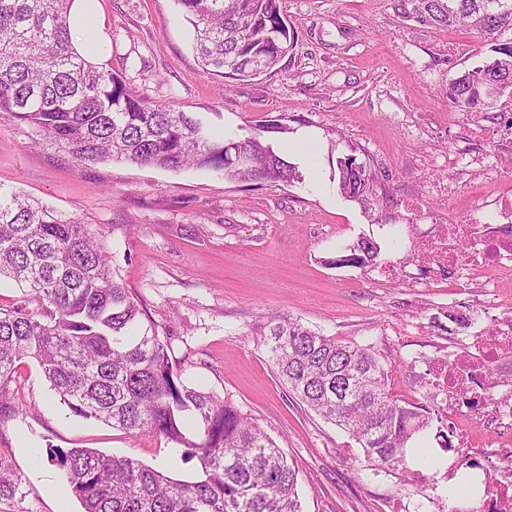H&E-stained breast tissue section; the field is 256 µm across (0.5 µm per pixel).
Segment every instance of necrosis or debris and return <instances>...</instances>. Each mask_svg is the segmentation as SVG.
<instances>
[{
	"instance_id": "obj_1",
	"label": "necrosis or debris",
	"mask_w": 512,
	"mask_h": 512,
	"mask_svg": "<svg viewBox=\"0 0 512 512\" xmlns=\"http://www.w3.org/2000/svg\"><path fill=\"white\" fill-rule=\"evenodd\" d=\"M407 256L372 268L379 281H405L429 287L434 278L454 273L457 288H482L476 317H489L490 329H478L453 358L429 363L428 395L448 418L454 457L447 479L462 478L470 496L449 500L429 495L434 512H512V372L491 379L512 351V316L495 314L497 274L512 267V191L477 206L449 211L446 219L408 227Z\"/></svg>"
}]
</instances>
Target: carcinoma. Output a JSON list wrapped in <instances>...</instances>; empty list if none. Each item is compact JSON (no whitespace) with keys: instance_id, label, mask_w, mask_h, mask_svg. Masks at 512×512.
Wrapping results in <instances>:
<instances>
[{"instance_id":"carcinoma-1","label":"carcinoma","mask_w":512,"mask_h":512,"mask_svg":"<svg viewBox=\"0 0 512 512\" xmlns=\"http://www.w3.org/2000/svg\"><path fill=\"white\" fill-rule=\"evenodd\" d=\"M73 0H0V112L37 127L81 163L128 161L168 170L206 168L238 182L302 181L298 168L263 139L216 137L200 118L151 104L124 76L80 54L70 39ZM194 28L203 72L228 86L276 69L294 42L280 0H177ZM402 16L465 27L491 39L495 58L448 84V104L478 112L512 98V0H394ZM338 189L367 204L378 175L337 160ZM342 259L365 265L377 247L360 239ZM25 285L38 309L0 312V416L5 386L24 360L38 363L74 415L164 437L198 460L201 472L173 479L127 457L57 448L59 466L84 512H301L298 477L286 454L248 415L181 380L168 343L141 320L116 279L102 242L74 217L0 188V277ZM279 379L296 398L351 436L366 460L409 472L408 446L430 412L397 399L392 369L372 347L326 336L300 320L269 316L261 333ZM23 495L22 478L0 457V500Z\"/></svg>"}]
</instances>
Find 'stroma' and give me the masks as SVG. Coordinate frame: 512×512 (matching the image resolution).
<instances>
[{"instance_id":"1","label":"stroma","mask_w":512,"mask_h":512,"mask_svg":"<svg viewBox=\"0 0 512 512\" xmlns=\"http://www.w3.org/2000/svg\"><path fill=\"white\" fill-rule=\"evenodd\" d=\"M106 19L108 66L149 102L199 116L233 137L269 120L287 125L267 138L282 148L299 130L320 148L298 167L303 181L234 182L207 169L177 172L107 161L77 162L36 128L0 113V187L81 219L101 236L125 288L167 340L182 380L249 414L298 471L302 512H388L396 499L429 512L419 480L365 461L358 443L291 398L258 343L270 315L291 316L325 335L372 346L392 369L395 395L423 403L422 372L451 358L470 330L439 315L475 306L453 281L413 291L366 279L342 261L359 238L395 255L400 204L418 200L419 223L443 206L430 184L453 178L454 206L495 193L449 154L479 150L512 158V139L470 143L450 107L449 83L492 60L488 42L401 16L393 0H282L293 46L277 73L234 82L203 73L192 28L176 0H98ZM355 153L380 177L371 209L343 198L336 160ZM13 412L0 416V457L24 493L0 512H82L52 448H95L130 456L176 479L192 478L165 438L126 432L74 415L35 361L18 365L7 387Z\"/></svg>"}]
</instances>
